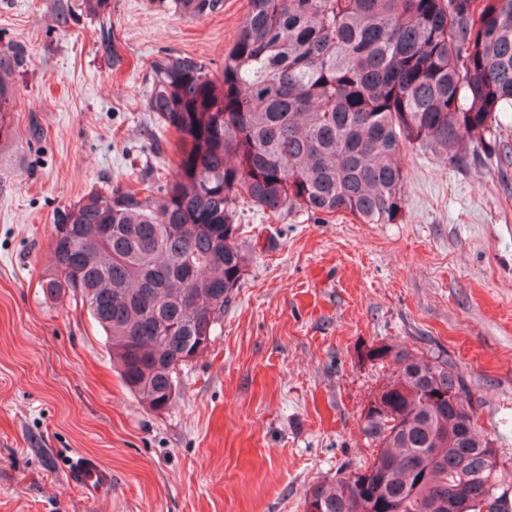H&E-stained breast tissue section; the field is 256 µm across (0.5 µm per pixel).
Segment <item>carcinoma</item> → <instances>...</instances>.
Segmentation results:
<instances>
[{
	"label": "carcinoma",
	"instance_id": "1",
	"mask_svg": "<svg viewBox=\"0 0 512 512\" xmlns=\"http://www.w3.org/2000/svg\"><path fill=\"white\" fill-rule=\"evenodd\" d=\"M158 2L188 18L223 7ZM147 107L177 134L171 177L63 208L47 288L80 297L125 385L163 411L247 270L238 199L396 224L407 147L460 167L491 157L486 134L512 112V0H249L222 69L155 62ZM425 341L420 356L405 341L366 351L393 366L360 416L373 459L312 486L305 512H512L467 376Z\"/></svg>",
	"mask_w": 512,
	"mask_h": 512
}]
</instances>
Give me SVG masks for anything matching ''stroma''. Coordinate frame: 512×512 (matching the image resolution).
I'll use <instances>...</instances> for the list:
<instances>
[{
	"instance_id": "obj_1",
	"label": "stroma",
	"mask_w": 512,
	"mask_h": 512,
	"mask_svg": "<svg viewBox=\"0 0 512 512\" xmlns=\"http://www.w3.org/2000/svg\"><path fill=\"white\" fill-rule=\"evenodd\" d=\"M80 2L0 0V52L19 60L0 106V512H304L310 487L372 459L361 411L391 369L366 350L414 336L466 371L512 471V163L496 159L406 149L396 224L239 204L249 266L210 348L167 410L124 386L87 310L44 287L56 214L171 174L151 65L221 69L248 0L203 19L112 0L113 58ZM75 456L110 468L111 487H70Z\"/></svg>"
}]
</instances>
